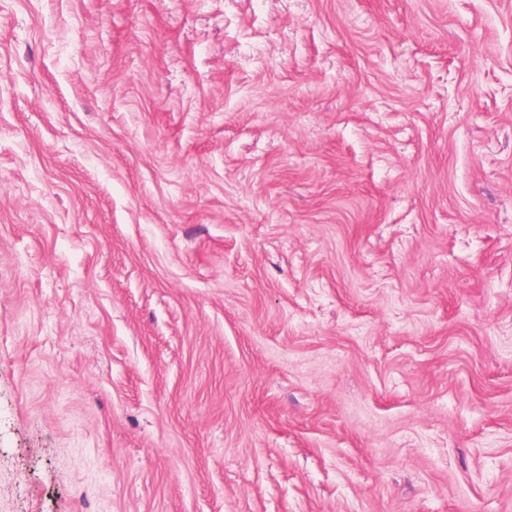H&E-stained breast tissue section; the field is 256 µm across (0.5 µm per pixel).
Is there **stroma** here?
I'll return each mask as SVG.
<instances>
[{"label":"stroma","mask_w":512,"mask_h":512,"mask_svg":"<svg viewBox=\"0 0 512 512\" xmlns=\"http://www.w3.org/2000/svg\"><path fill=\"white\" fill-rule=\"evenodd\" d=\"M0 512H512V0H0Z\"/></svg>","instance_id":"35a3bbf8"}]
</instances>
